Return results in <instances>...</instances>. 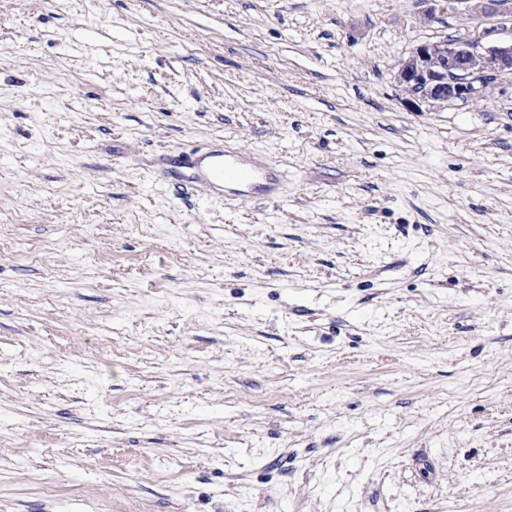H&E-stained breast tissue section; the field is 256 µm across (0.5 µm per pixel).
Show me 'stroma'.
Instances as JSON below:
<instances>
[{
  "label": "stroma",
  "instance_id": "35a3bbf8",
  "mask_svg": "<svg viewBox=\"0 0 512 512\" xmlns=\"http://www.w3.org/2000/svg\"><path fill=\"white\" fill-rule=\"evenodd\" d=\"M509 14L0 0V512H512V84L395 81ZM160 179L207 187L218 196L275 199L281 195L280 168L272 161L258 162L253 153L215 146L204 153L175 151L157 173Z\"/></svg>",
  "mask_w": 512,
  "mask_h": 512
}]
</instances>
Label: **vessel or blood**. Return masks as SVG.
<instances>
[{
	"mask_svg": "<svg viewBox=\"0 0 512 512\" xmlns=\"http://www.w3.org/2000/svg\"><path fill=\"white\" fill-rule=\"evenodd\" d=\"M158 176L204 186L219 196L275 199L281 195L280 168L275 162H259L252 153L220 145L201 154L173 152Z\"/></svg>",
	"mask_w": 512,
	"mask_h": 512,
	"instance_id": "b4317fda",
	"label": "vessel or blood"
}]
</instances>
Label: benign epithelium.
<instances>
[{"instance_id":"obj_1","label":"benign epithelium","mask_w":512,"mask_h":512,"mask_svg":"<svg viewBox=\"0 0 512 512\" xmlns=\"http://www.w3.org/2000/svg\"><path fill=\"white\" fill-rule=\"evenodd\" d=\"M485 29L444 52L433 43L416 45L397 71V83L411 100L479 102L492 86L512 83V38L497 39Z\"/></svg>"}]
</instances>
